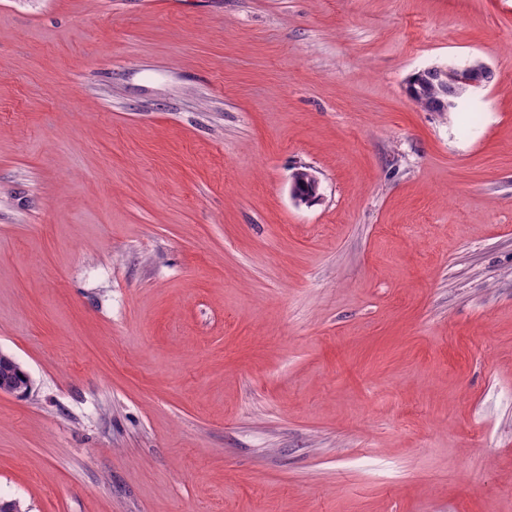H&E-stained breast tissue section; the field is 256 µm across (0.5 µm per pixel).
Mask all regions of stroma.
Segmentation results:
<instances>
[{
    "label": "stroma",
    "mask_w": 512,
    "mask_h": 512,
    "mask_svg": "<svg viewBox=\"0 0 512 512\" xmlns=\"http://www.w3.org/2000/svg\"><path fill=\"white\" fill-rule=\"evenodd\" d=\"M0 352L22 512H512V0H0ZM437 68L447 81L449 80L451 83L461 86V93H465L470 88H476L488 83L484 74L476 71H463L452 66H437ZM415 104L425 112H451L457 108L459 91L445 83L437 70L426 69L414 77ZM9 365L12 367H16L17 371H19L24 379V384L21 386H10L12 383H14L17 379L16 374L14 373L13 369L4 368L3 371L0 367V385L4 384L6 386H9L5 388L3 385L0 387L1 392H6L10 394H17V395H25L29 388H30V378L28 377L27 373L21 368L20 364L12 357L7 356L5 354H0V365Z\"/></svg>",
    "instance_id": "1"
}]
</instances>
